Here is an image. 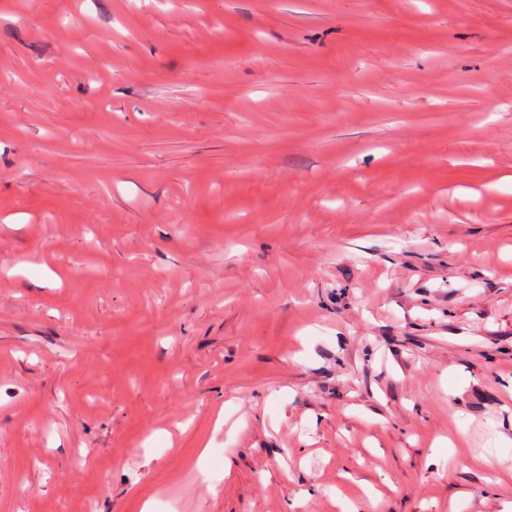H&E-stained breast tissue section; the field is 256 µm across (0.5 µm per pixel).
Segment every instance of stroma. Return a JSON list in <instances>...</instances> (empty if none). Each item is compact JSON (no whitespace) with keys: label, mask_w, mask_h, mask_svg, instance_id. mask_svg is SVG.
<instances>
[{"label":"stroma","mask_w":512,"mask_h":512,"mask_svg":"<svg viewBox=\"0 0 512 512\" xmlns=\"http://www.w3.org/2000/svg\"><path fill=\"white\" fill-rule=\"evenodd\" d=\"M510 172L512 0H0V512H504Z\"/></svg>","instance_id":"35a3bbf8"}]
</instances>
